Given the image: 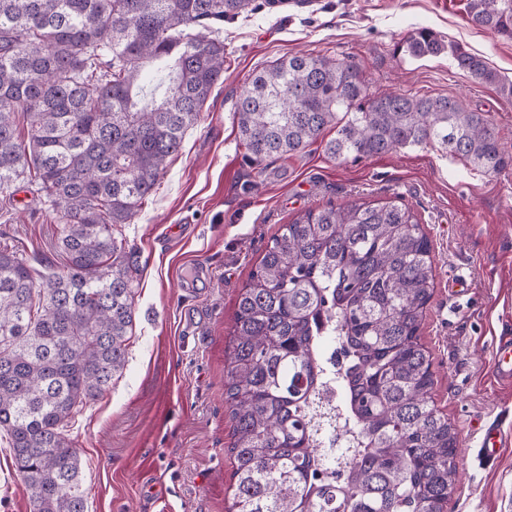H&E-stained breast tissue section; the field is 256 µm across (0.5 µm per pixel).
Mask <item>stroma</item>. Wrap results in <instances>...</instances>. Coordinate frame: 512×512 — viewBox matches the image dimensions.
<instances>
[{
	"mask_svg": "<svg viewBox=\"0 0 512 512\" xmlns=\"http://www.w3.org/2000/svg\"><path fill=\"white\" fill-rule=\"evenodd\" d=\"M254 3L222 27L224 80L125 227L140 269L127 362L71 426L89 512H227L224 379L238 293L283 224L310 208L363 201L404 204L432 242L436 278L420 340L432 362V401L459 448L443 512H512V447L492 466L477 454L486 423L512 433V387L492 383L494 342L512 331V172L488 175L429 146L341 161L320 142L254 166L233 116L251 76L282 56L350 57L373 91L449 95L485 113L512 150V101L448 55L396 49L426 27L510 81L512 40L473 27L467 0ZM58 223L19 180L0 203V250L61 268ZM459 280L469 285L461 295L451 290ZM0 512H30L2 441Z\"/></svg>",
	"mask_w": 512,
	"mask_h": 512,
	"instance_id": "stroma-1",
	"label": "stroma"
}]
</instances>
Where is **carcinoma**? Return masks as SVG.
<instances>
[{
    "instance_id": "1",
    "label": "carcinoma",
    "mask_w": 512,
    "mask_h": 512,
    "mask_svg": "<svg viewBox=\"0 0 512 512\" xmlns=\"http://www.w3.org/2000/svg\"><path fill=\"white\" fill-rule=\"evenodd\" d=\"M253 0H0V191L20 178L60 213L65 270L0 251V438L32 512H88L71 422L124 369L137 256L123 226L224 79V41L196 31ZM473 26L512 40V0H468ZM444 51L512 100V81L428 28L400 44ZM234 118L254 163L323 140L335 159L437 146L489 174L512 170L491 122L454 97L371 93L352 60L283 56ZM431 243L393 201L309 209L283 225L239 292L224 401L231 512H443L458 446L432 404L420 341ZM338 335L354 454L312 451L333 429L314 406L323 337Z\"/></svg>"
}]
</instances>
